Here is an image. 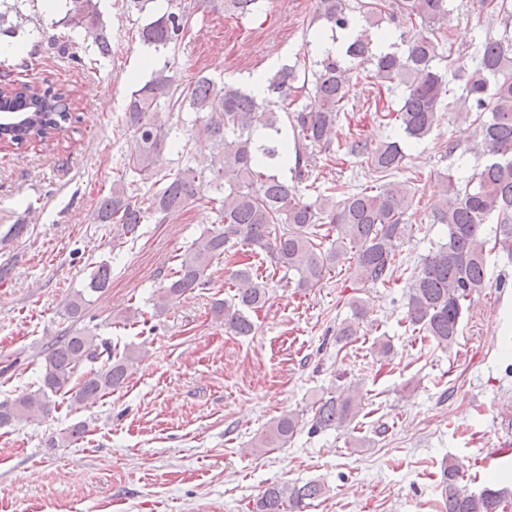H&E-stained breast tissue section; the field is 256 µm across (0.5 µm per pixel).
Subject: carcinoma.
Here are the masks:
<instances>
[{
    "label": "carcinoma",
    "instance_id": "1",
    "mask_svg": "<svg viewBox=\"0 0 512 512\" xmlns=\"http://www.w3.org/2000/svg\"><path fill=\"white\" fill-rule=\"evenodd\" d=\"M66 13L55 25L81 28L102 58L112 56V42L100 21L96 0H65ZM385 0H316L312 21L324 30L352 29L342 53L314 57L306 52L270 73L262 101L238 84L199 76L184 84L172 74L165 56L176 51L190 32L191 13L186 0H166V9L138 30L145 50L163 59L150 80L131 92L122 121L135 139L118 178L101 196L94 214L97 224L112 225L113 237L135 238L140 225L163 223L167 216L198 201L200 182L215 186L211 209L218 213L216 228L206 231L180 255V261L160 289L154 307L165 310L186 293L208 284L212 264L237 245L259 257H271L288 283L301 290L321 286L342 257L352 260L355 280L363 285H388L402 263L399 243L408 234L412 203L403 185L382 187L371 194L363 189L345 192L335 201L337 185L329 193L303 200L299 183L312 166L314 151H334L341 112L349 101L352 79L367 65L364 81L377 91L402 89L395 120L403 137L416 142L434 128L443 96L448 111L462 120L473 119L476 142L472 152L483 160L480 168L459 188L448 176L446 197L434 205L432 221L447 227V241L438 246L411 273L406 321L413 330L451 349L459 335L465 301L486 286L490 252L512 260V0L493 5L503 32L487 33L477 49L478 61L464 80L462 93L450 87L448 74L437 66L441 41L448 39L443 25L451 0H392L396 11L386 13ZM258 0H224L231 16L253 13ZM392 27L390 51H373L374 38ZM63 87L24 82L0 90L18 112L0 122V135L12 143L51 137L71 121ZM193 111L192 130L210 139L217 158L207 164L191 156L174 174L162 173V155L172 138V118L184 108ZM293 140H288V135ZM346 148L366 154L378 174L402 167L405 154L397 140L371 149L359 140ZM290 175H284V171ZM495 221L490 234L484 226ZM111 265L100 262L85 291L75 292L64 307L65 316L78 322L89 297L111 284ZM235 294L215 305L224 328L238 336H252L256 325L250 313L269 301V283L252 263L233 273ZM352 317L341 324L336 341L350 343L357 336L363 304L351 302ZM101 355L96 336L71 327L47 347L45 371L39 388L0 402V426L33 419L51 411V396L68 388L85 363ZM136 360V351L107 358V365L87 373L72 392V404H93L107 392L121 388ZM361 404L359 391L349 387L317 401L311 419L314 433L349 426ZM300 426L288 415L270 424L255 440V448L288 444ZM461 466H441V496L445 512H503L512 504V488L500 484L469 493L460 485ZM327 492L318 480L302 485L268 484L252 512H303L306 501Z\"/></svg>",
    "mask_w": 512,
    "mask_h": 512
}]
</instances>
